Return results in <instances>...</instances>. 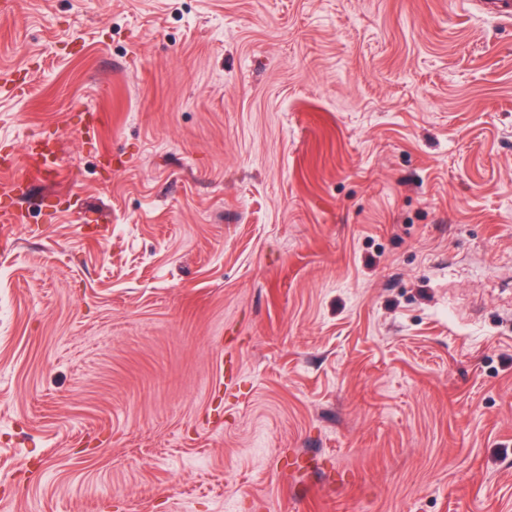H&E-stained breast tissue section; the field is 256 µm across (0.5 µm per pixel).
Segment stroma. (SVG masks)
<instances>
[{
	"instance_id": "obj_1",
	"label": "stroma",
	"mask_w": 512,
	"mask_h": 512,
	"mask_svg": "<svg viewBox=\"0 0 512 512\" xmlns=\"http://www.w3.org/2000/svg\"><path fill=\"white\" fill-rule=\"evenodd\" d=\"M2 75L0 512H512V22L13 0ZM24 167L29 178L44 173H54L60 169L56 152L50 142L45 139H33L22 150L9 156L1 157L0 173H13L17 168Z\"/></svg>"
}]
</instances>
